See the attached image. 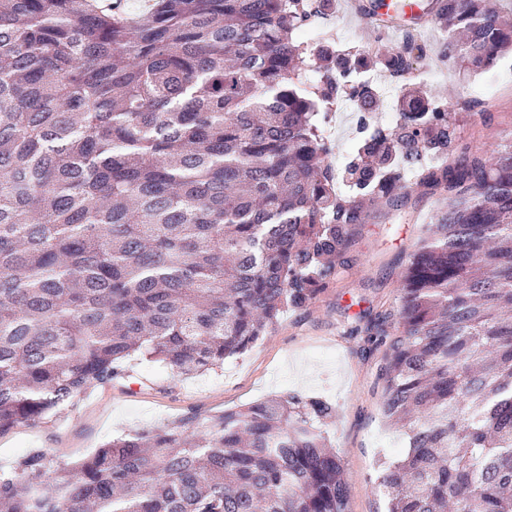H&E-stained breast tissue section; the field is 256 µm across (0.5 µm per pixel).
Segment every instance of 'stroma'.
Listing matches in <instances>:
<instances>
[{
  "label": "stroma",
  "mask_w": 512,
  "mask_h": 512,
  "mask_svg": "<svg viewBox=\"0 0 512 512\" xmlns=\"http://www.w3.org/2000/svg\"><path fill=\"white\" fill-rule=\"evenodd\" d=\"M347 2L334 0L328 16L317 20V30L350 44L373 42L381 50L402 45L405 31L389 28L374 37ZM415 36L433 56L415 64L412 81L432 93L473 97L474 109L456 115L459 135L473 149H495L512 134V55L487 74L465 78L440 58L442 35L435 23ZM436 207V198L413 192L404 206L358 225L335 276L316 299L288 309L223 367L185 376L138 356L128 361L126 378L87 390L45 419L1 434L0 471L13 470L37 448L55 462L73 465L120 434L161 429L191 414L206 418L289 391L314 396L322 379L335 388L336 417L327 430L343 459L348 512H383L375 472L379 442L400 435L381 416L382 352L370 342L367 328L378 313L396 305L400 278Z\"/></svg>",
  "instance_id": "stroma-1"
}]
</instances>
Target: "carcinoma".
I'll return each mask as SVG.
<instances>
[{
	"mask_svg": "<svg viewBox=\"0 0 512 512\" xmlns=\"http://www.w3.org/2000/svg\"><path fill=\"white\" fill-rule=\"evenodd\" d=\"M332 0H0V433L149 357L182 375L243 354L336 272L352 227L439 196L378 314L386 512H512V137L477 154L453 98L404 80L346 164L333 106L376 112L367 73L422 62L299 32ZM404 6L367 0L388 22ZM468 74L512 50L493 0H427ZM328 400L289 392L114 438L73 466L33 450L0 512H348Z\"/></svg>",
	"mask_w": 512,
	"mask_h": 512,
	"instance_id": "1",
	"label": "carcinoma"
}]
</instances>
